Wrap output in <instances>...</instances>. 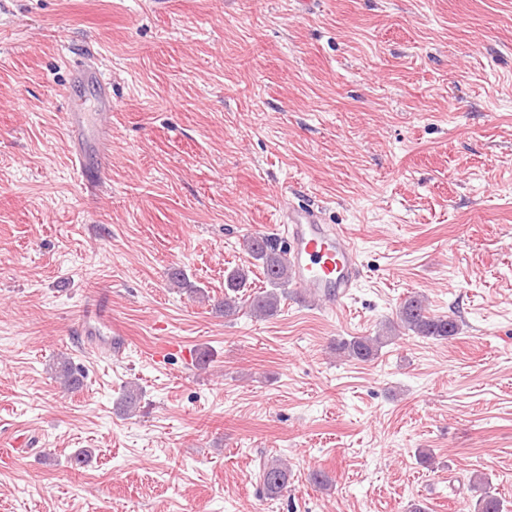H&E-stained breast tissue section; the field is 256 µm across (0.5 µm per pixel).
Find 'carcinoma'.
I'll use <instances>...</instances> for the list:
<instances>
[{"instance_id": "1", "label": "carcinoma", "mask_w": 512, "mask_h": 512, "mask_svg": "<svg viewBox=\"0 0 512 512\" xmlns=\"http://www.w3.org/2000/svg\"><path fill=\"white\" fill-rule=\"evenodd\" d=\"M245 244L252 258L260 263L271 286V289L256 295L249 304L253 316L265 318L276 312L280 302L279 289L290 283L287 262L283 251L277 249L271 240L263 235H253L246 239ZM247 280L248 274L243 270L230 272L226 277L224 299L214 304L215 310L224 313L226 317L235 315L239 307L237 293L246 285ZM402 329L424 339L447 342L454 339L459 326L448 316L430 315L423 300L414 295L406 298L401 305L398 321L386 323L382 333L374 337H355L349 341H340L336 345V350L349 358L366 362L373 359L379 348ZM54 372L63 389L67 391L77 390L83 385V376L65 358L57 360ZM141 397V389L137 385L126 387L122 397L124 410L135 411L139 407ZM288 476L286 463L278 460L267 462L262 472L263 494L269 498L281 495L288 488ZM472 489L480 492V498L476 503L478 512H504L503 501L490 491L487 481H472Z\"/></svg>"}]
</instances>
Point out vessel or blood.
<instances>
[{
    "mask_svg": "<svg viewBox=\"0 0 512 512\" xmlns=\"http://www.w3.org/2000/svg\"><path fill=\"white\" fill-rule=\"evenodd\" d=\"M73 72L76 82L90 83L101 90L108 85L99 67L93 64H74ZM66 123L73 143L74 168L85 190L96 192L109 167L107 148L99 146L97 167L89 169L85 147L88 116L74 109L67 113ZM281 235L286 244L292 283L299 294L317 300L329 310L341 307L362 273L359 253L344 232L326 223L320 211L291 205L282 212Z\"/></svg>",
    "mask_w": 512,
    "mask_h": 512,
    "instance_id": "1",
    "label": "vessel or blood"
}]
</instances>
